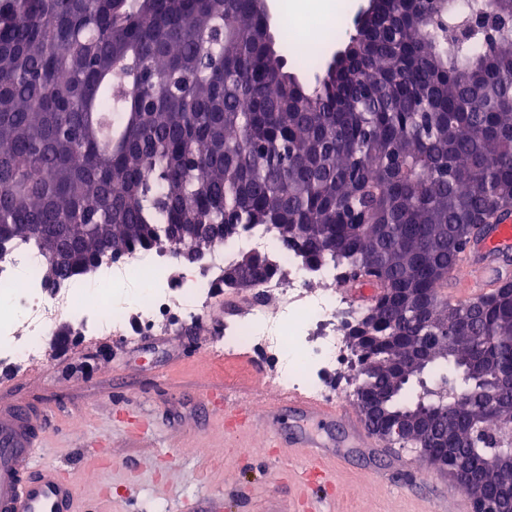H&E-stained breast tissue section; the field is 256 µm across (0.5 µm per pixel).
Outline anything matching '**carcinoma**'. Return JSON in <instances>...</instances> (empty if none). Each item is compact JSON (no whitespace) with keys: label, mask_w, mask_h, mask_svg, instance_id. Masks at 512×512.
Here are the masks:
<instances>
[{"label":"carcinoma","mask_w":512,"mask_h":512,"mask_svg":"<svg viewBox=\"0 0 512 512\" xmlns=\"http://www.w3.org/2000/svg\"><path fill=\"white\" fill-rule=\"evenodd\" d=\"M512 0L378 4L307 89L285 70L262 0H0V251L57 243L50 282L109 250L206 242L263 224L283 248L376 288L349 329L401 433L494 512L512 501V295L437 290L480 224L512 210V18L449 37ZM241 275L276 274L247 254ZM443 358L447 391L403 397L412 354Z\"/></svg>","instance_id":"1"}]
</instances>
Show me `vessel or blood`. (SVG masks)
<instances>
[{
	"label": "vessel or blood",
	"instance_id": "1",
	"mask_svg": "<svg viewBox=\"0 0 512 512\" xmlns=\"http://www.w3.org/2000/svg\"><path fill=\"white\" fill-rule=\"evenodd\" d=\"M512 249V224L496 225L467 249L458 275L448 286L454 297L466 301L487 293L500 279L496 258ZM297 403L312 424L345 422L364 445L375 444L358 415H348L307 397ZM47 419L44 414L24 408L0 406V512H76L77 484L74 478L54 466H36L38 438Z\"/></svg>",
	"mask_w": 512,
	"mask_h": 512
}]
</instances>
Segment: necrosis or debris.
<instances>
[{
    "mask_svg": "<svg viewBox=\"0 0 512 512\" xmlns=\"http://www.w3.org/2000/svg\"><path fill=\"white\" fill-rule=\"evenodd\" d=\"M327 16L295 10L288 16V51L301 56L330 29ZM190 247L166 243L103 257L85 273L56 286L46 281L47 260L33 241L12 242L0 253V364L15 367L40 359L57 316L82 325L81 341L110 336L132 343L148 332L203 318L219 293L224 270L242 252H255L279 269L256 281L276 312L256 305L226 317L215 342L227 356L256 354L278 381L342 405L357 401V381L328 384L329 375L352 369L348 325L361 308L349 305L340 272L331 262L310 266L283 252L264 227L239 229L204 247L202 260L187 259Z\"/></svg>",
    "mask_w": 512,
    "mask_h": 512,
    "instance_id": "1",
    "label": "necrosis or debris"
}]
</instances>
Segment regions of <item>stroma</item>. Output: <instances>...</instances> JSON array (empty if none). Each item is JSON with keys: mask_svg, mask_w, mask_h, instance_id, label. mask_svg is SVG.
I'll return each mask as SVG.
<instances>
[{"mask_svg": "<svg viewBox=\"0 0 512 512\" xmlns=\"http://www.w3.org/2000/svg\"><path fill=\"white\" fill-rule=\"evenodd\" d=\"M249 288L220 296L200 321L128 345L78 342L60 318L42 360L0 366V403L43 412L39 464L67 470L80 512H438L452 479L395 445L355 446L346 423L322 431L346 458L311 469L285 448L301 411L251 355L215 353L225 314Z\"/></svg>", "mask_w": 512, "mask_h": 512, "instance_id": "1", "label": "stroma"}]
</instances>
